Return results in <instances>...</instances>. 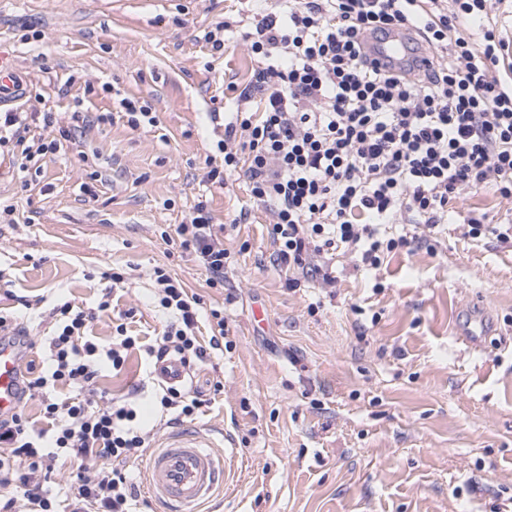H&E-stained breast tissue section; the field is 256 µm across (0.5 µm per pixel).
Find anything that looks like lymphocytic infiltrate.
I'll return each instance as SVG.
<instances>
[{"label": "lymphocytic infiltrate", "mask_w": 512, "mask_h": 512, "mask_svg": "<svg viewBox=\"0 0 512 512\" xmlns=\"http://www.w3.org/2000/svg\"><path fill=\"white\" fill-rule=\"evenodd\" d=\"M277 12L253 16L243 39L258 59L237 100L242 109L218 143L223 168L209 182L223 184L244 168L250 193L273 213L276 262L290 276L333 284L317 258L344 248L363 266L378 268L385 254L408 246L407 236L382 238L380 227L404 212L433 229L447 223L465 193L492 187L512 202V60L502 53L488 0H278ZM410 28L436 51L416 74L379 69L365 53L367 36ZM261 115L244 111L253 99ZM28 117L0 113V148L39 162L85 127L74 111L51 139L30 135ZM246 157H239L234 142ZM175 237L208 273L224 282L228 252L205 205H197ZM157 304L168 320L146 349L147 371L173 358L193 371L224 348V314L204 310L164 267L153 271ZM96 308L60 299L50 311L47 367H28L24 396L39 400L48 429H35L23 410L0 418V512H143L133 464L151 431L139 416V391L115 400L98 389L105 369L121 370L138 337L126 323L101 343L90 333ZM208 319L211 336L197 335ZM72 396L58 397L59 388ZM149 398L173 420L195 419L208 400L183 385L156 384ZM69 466L63 494L49 487Z\"/></svg>", "instance_id": "1"}]
</instances>
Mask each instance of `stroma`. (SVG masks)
<instances>
[{
  "mask_svg": "<svg viewBox=\"0 0 512 512\" xmlns=\"http://www.w3.org/2000/svg\"><path fill=\"white\" fill-rule=\"evenodd\" d=\"M266 0H0V66L21 71L18 112H53L70 123L75 99L85 130L47 157L23 184L0 157V200L15 207L0 222V307L20 310L41 363L56 296L96 306L123 272L112 308L91 325L109 338L119 313L151 341L165 317L153 299L163 266L224 311L228 347L186 385L224 390L194 421L151 408L153 443L176 431L230 458L227 481L201 512H512V240L464 238L467 217L512 225V203L490 190L464 194L447 224L412 226L399 215L390 237L410 247L380 268L359 266L345 249L328 261L335 286L301 280L288 288L273 261L272 216L252 202L243 174L207 183L208 164L233 121L237 96L256 63L242 34ZM226 21L223 51L203 40ZM149 105L155 126L132 129L120 101ZM102 112L112 113L99 122ZM106 173L93 197L80 187ZM206 203L224 227L231 258L223 288H212L193 254L163 239ZM246 222H238L240 211ZM490 336L459 340L471 314ZM146 359L132 351L120 373L99 381L119 398L140 383Z\"/></svg>",
  "mask_w": 512,
  "mask_h": 512,
  "instance_id": "35a3bbf8",
  "label": "stroma"
}]
</instances>
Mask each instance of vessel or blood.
<instances>
[{
    "label": "vessel or blood",
    "mask_w": 512,
    "mask_h": 512,
    "mask_svg": "<svg viewBox=\"0 0 512 512\" xmlns=\"http://www.w3.org/2000/svg\"><path fill=\"white\" fill-rule=\"evenodd\" d=\"M366 54L381 66L421 62L408 31L388 30L370 36ZM22 91L18 75L0 68V106L15 101ZM26 360L12 344L0 338V417L20 403ZM225 457L193 439L177 436L148 457L146 487L163 507L162 512H199L201 503L224 487Z\"/></svg>",
    "instance_id": "1"
}]
</instances>
